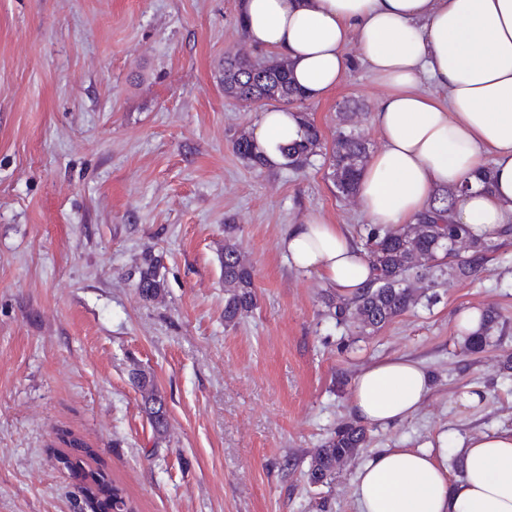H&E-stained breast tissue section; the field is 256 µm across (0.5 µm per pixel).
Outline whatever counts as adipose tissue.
Masks as SVG:
<instances>
[{
	"instance_id": "ef3b65f1",
	"label": "adipose tissue",
	"mask_w": 512,
	"mask_h": 512,
	"mask_svg": "<svg viewBox=\"0 0 512 512\" xmlns=\"http://www.w3.org/2000/svg\"><path fill=\"white\" fill-rule=\"evenodd\" d=\"M248 41L275 49L308 101L320 102L361 59L385 89L371 121L382 146L358 181L370 223H416L438 193L453 194L448 220L487 238L512 224V0H238ZM429 83L436 95L421 93ZM299 110L261 112L255 144L267 164L300 140ZM279 248L290 265L350 298L376 271L344 225L318 216L289 225ZM430 388L416 360L364 368L351 389L366 426L415 414ZM457 481L433 452L390 448L357 471L361 512H512V431L460 442Z\"/></svg>"
}]
</instances>
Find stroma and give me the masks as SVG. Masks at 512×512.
I'll return each instance as SVG.
<instances>
[{
    "instance_id": "1",
    "label": "stroma",
    "mask_w": 512,
    "mask_h": 512,
    "mask_svg": "<svg viewBox=\"0 0 512 512\" xmlns=\"http://www.w3.org/2000/svg\"><path fill=\"white\" fill-rule=\"evenodd\" d=\"M237 0H0V512H89L60 463L58 432L96 452L135 512H359L358 468L387 448L455 450L512 430V232L486 268L448 281L377 331L339 333L323 283L278 247L321 216L359 234L325 155L301 172L253 169L234 134L260 106L224 94V58L263 61ZM383 88L362 62L307 111L332 141L342 113L378 149ZM238 225L257 305L224 322V227ZM160 259L166 288L139 298L134 268ZM503 331L469 353L463 309ZM432 376L410 418L369 430L368 447L309 484L310 456L352 420V383L391 356ZM165 399L157 440L132 367ZM481 401L463 405L462 392Z\"/></svg>"
}]
</instances>
